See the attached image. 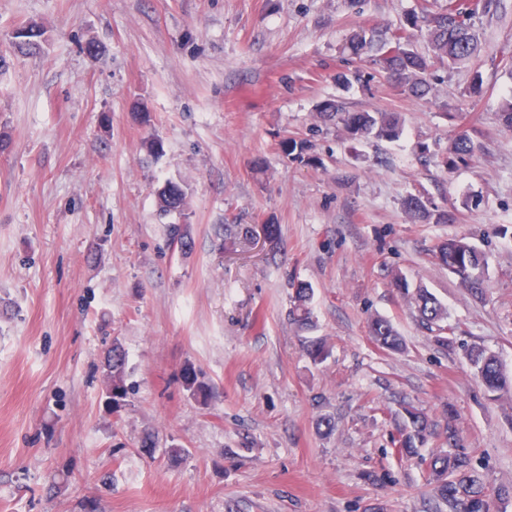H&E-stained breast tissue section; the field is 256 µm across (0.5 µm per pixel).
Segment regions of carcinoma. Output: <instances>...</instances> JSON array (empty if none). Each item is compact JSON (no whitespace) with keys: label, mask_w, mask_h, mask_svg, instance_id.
I'll return each instance as SVG.
<instances>
[{"label":"carcinoma","mask_w":512,"mask_h":512,"mask_svg":"<svg viewBox=\"0 0 512 512\" xmlns=\"http://www.w3.org/2000/svg\"><path fill=\"white\" fill-rule=\"evenodd\" d=\"M419 32L429 44L432 55L426 56L414 49V32ZM43 30L36 24L18 28L12 36L14 48L21 52L37 53L41 49ZM347 49L351 55H365L376 64L387 78L394 81L401 91L424 98L432 90L428 79L434 63L460 65L479 52V42L461 11L451 7L433 11L423 5L412 13L407 24L394 30L362 28L353 33ZM319 116L325 121L342 125L348 138L363 140H397L403 133V119L396 112L361 111L351 112L339 102L330 101L319 108ZM477 151L473 139L465 132L453 143V152L459 156L472 157ZM156 202L160 214L176 213L182 218L180 224L168 225L171 243L185 253L191 249L192 240L187 218L188 203L185 191L173 182H167L156 190ZM403 209L410 221L417 223L448 222L450 217L429 207L428 201L419 195H409L403 200ZM435 258L448 272L458 278L460 284L476 297L483 296L486 288L488 260L484 252L464 237L440 243ZM392 285L402 295L410 297L421 325L434 334L435 342L450 350L456 339L447 335L450 331L446 308L426 288H409V283L399 273H394ZM314 290L301 283L295 289L289 316L302 330L314 327L312 299ZM368 332L374 343L388 351H400L403 341L392 324L383 317H373L368 323ZM474 375L490 396L497 399L512 393V378L507 376L502 365L492 353L479 346L466 351ZM106 406L116 410L122 407L127 397V356L121 343L114 341L105 356ZM183 387L197 402L208 401L210 388L191 367L182 372ZM404 414L395 424L391 438L394 453L401 458L419 455L436 425L428 416L410 404L403 406ZM448 440V449L432 454L426 459L427 468L435 482L437 496L448 505V512H490V502L483 483L469 456L460 450V434L454 417L450 416L442 428Z\"/></svg>","instance_id":"cac0c4a2"}]
</instances>
